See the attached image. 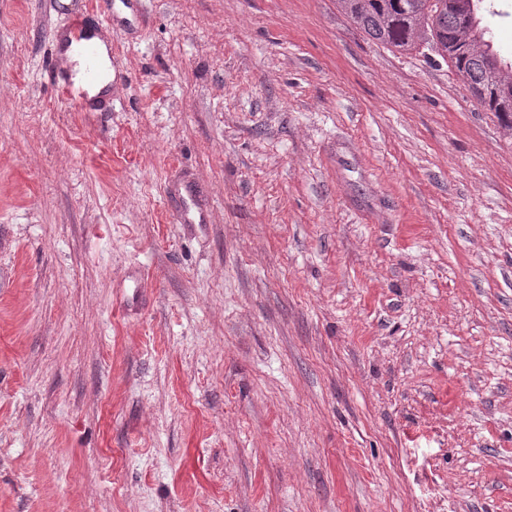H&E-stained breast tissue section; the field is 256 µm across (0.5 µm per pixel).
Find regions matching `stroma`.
<instances>
[{
    "label": "stroma",
    "mask_w": 512,
    "mask_h": 512,
    "mask_svg": "<svg viewBox=\"0 0 512 512\" xmlns=\"http://www.w3.org/2000/svg\"><path fill=\"white\" fill-rule=\"evenodd\" d=\"M0 512H512V131L336 0H0ZM95 47L88 43L81 46L85 73L88 81H93L97 76V64L99 65L100 75L98 79L92 83L86 85L83 75V62L78 49L73 46L71 50L64 53V66L70 68V72L73 74V79L78 84H82L86 87L89 96L105 95L111 91L110 87V73H111V60H110V42L108 36L101 34V36H95L92 39ZM54 79L59 91L77 101L81 106L86 105L85 92L82 87L75 85L64 70L58 64V58L55 57L51 62Z\"/></svg>",
    "instance_id": "35a3bbf8"
}]
</instances>
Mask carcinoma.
I'll return each mask as SVG.
<instances>
[{
    "label": "carcinoma",
    "instance_id": "obj_1",
    "mask_svg": "<svg viewBox=\"0 0 512 512\" xmlns=\"http://www.w3.org/2000/svg\"><path fill=\"white\" fill-rule=\"evenodd\" d=\"M367 36L400 51L427 47L454 68L472 97L512 129V64L498 62L480 26L482 0H336Z\"/></svg>",
    "mask_w": 512,
    "mask_h": 512
}]
</instances>
